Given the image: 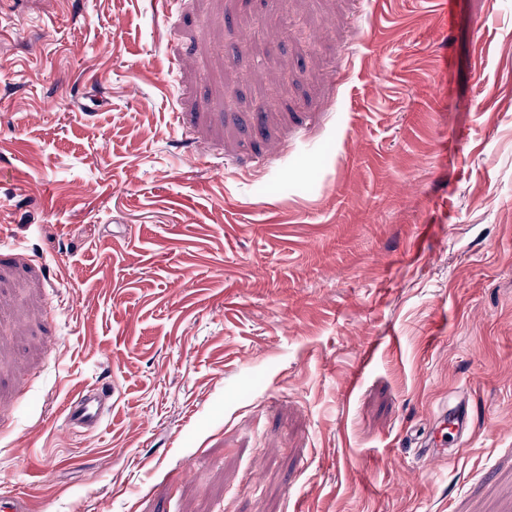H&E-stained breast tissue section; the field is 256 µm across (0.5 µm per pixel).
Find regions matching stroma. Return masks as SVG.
<instances>
[{
  "instance_id": "35a3bbf8",
  "label": "stroma",
  "mask_w": 512,
  "mask_h": 512,
  "mask_svg": "<svg viewBox=\"0 0 512 512\" xmlns=\"http://www.w3.org/2000/svg\"><path fill=\"white\" fill-rule=\"evenodd\" d=\"M0 233L29 512H512V0H0ZM103 387H87L72 395L64 409V424L73 429L95 430L106 419L111 404Z\"/></svg>"
}]
</instances>
